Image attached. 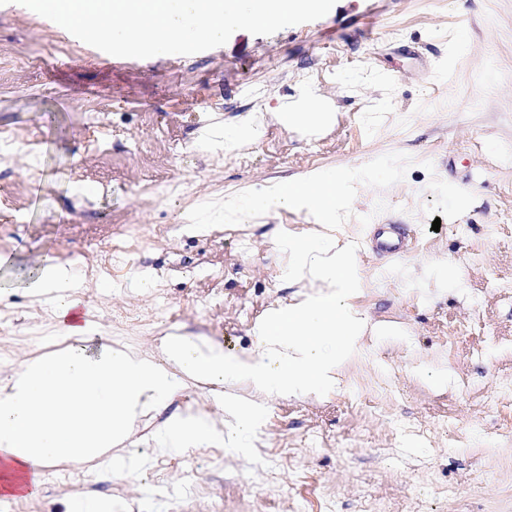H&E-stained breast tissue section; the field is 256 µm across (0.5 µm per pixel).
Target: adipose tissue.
Here are the masks:
<instances>
[{"label":"adipose tissue","instance_id":"obj_1","mask_svg":"<svg viewBox=\"0 0 512 512\" xmlns=\"http://www.w3.org/2000/svg\"><path fill=\"white\" fill-rule=\"evenodd\" d=\"M346 172H312L268 190L227 201L226 219L258 218L304 208L317 225H333L349 203ZM301 275L318 281V295L281 308L256 333L265 351L256 357L187 336L168 338L167 366L111 346H67L24 366L0 387V490L13 493L30 463L60 459L89 463L110 454L138 419L173 389L176 374L208 381L246 379L256 390L278 395L313 391L336 381L340 363L357 348L362 321L347 301L354 280L352 253L322 233L291 243ZM72 269L38 264L25 283L35 295L56 294L60 318L74 304L65 296Z\"/></svg>","mask_w":512,"mask_h":512}]
</instances>
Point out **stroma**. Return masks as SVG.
<instances>
[{
	"mask_svg": "<svg viewBox=\"0 0 512 512\" xmlns=\"http://www.w3.org/2000/svg\"><path fill=\"white\" fill-rule=\"evenodd\" d=\"M311 93L325 126L276 120ZM243 125L242 153L204 146ZM1 137L15 143L0 157L5 374L75 342L51 298L13 285L45 259L76 273L95 343L158 361L171 336L260 354L270 310L316 290L287 250L315 224L304 210L228 223L225 200L312 170L360 175L334 233L368 328L337 383L268 396L244 379L176 382L121 447L132 469L69 463L21 497L28 512H68L76 496L112 512H512V396L495 397L512 381V0H337L313 22L147 59L0 0ZM380 163L389 178H371ZM375 224L402 225L407 253L369 252ZM117 244L129 256L104 269ZM229 396L254 410L249 431L166 438L189 413L225 428Z\"/></svg>",
	"mask_w": 512,
	"mask_h": 512,
	"instance_id": "1",
	"label": "stroma"
}]
</instances>
